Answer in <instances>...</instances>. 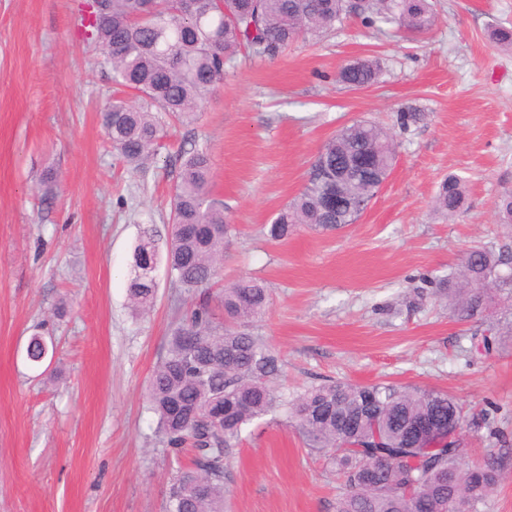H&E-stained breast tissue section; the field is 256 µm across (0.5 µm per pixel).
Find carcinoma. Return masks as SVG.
Masks as SVG:
<instances>
[{
    "instance_id": "carcinoma-1",
    "label": "carcinoma",
    "mask_w": 512,
    "mask_h": 512,
    "mask_svg": "<svg viewBox=\"0 0 512 512\" xmlns=\"http://www.w3.org/2000/svg\"><path fill=\"white\" fill-rule=\"evenodd\" d=\"M79 11L84 40L101 48L113 80L131 95L106 103L101 120L112 149L135 168L157 155L166 123L197 122L200 104L224 79V66L242 52L273 56L347 15L369 27L388 22L418 33L432 25L430 0H369L356 9L346 0H83ZM378 73L376 61L363 59L343 67L338 79L365 87ZM364 155L381 172L392 167L394 151L383 127L359 121L332 137L311 163L302 191L267 228L268 239L285 240L302 227L335 231L350 223L349 205L374 197L371 181L347 183L337 207L323 206L322 199L336 193V170ZM174 168L165 261L172 281L192 293L216 278L230 229L224 210L210 198L208 153L183 149ZM464 198V184L450 177L437 204L452 216ZM158 259L155 235L146 229L135 248L129 285L139 312L154 302L151 273ZM505 264L503 256L484 251L466 255L459 273L461 313L472 315L512 286V277L500 271ZM218 302L224 320L203 304L176 324L149 383V409L163 442L178 451L189 441L195 450L197 470L174 480L167 507L224 512V458L245 425L282 412L307 447L333 450L331 464L346 487L336 512H481L502 479L499 463L490 458L473 466L462 482L468 449L460 442L435 448L424 434L427 427H448L450 420L463 424V404L437 389L385 383L328 382L288 399L269 385L279 370L278 356L242 329L266 313L268 288L243 279L225 286ZM47 352L42 337L31 338V362H42Z\"/></svg>"
}]
</instances>
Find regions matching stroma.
Listing matches in <instances>:
<instances>
[{
    "label": "stroma",
    "mask_w": 512,
    "mask_h": 512,
    "mask_svg": "<svg viewBox=\"0 0 512 512\" xmlns=\"http://www.w3.org/2000/svg\"><path fill=\"white\" fill-rule=\"evenodd\" d=\"M80 2L0 0V512H165L191 454L161 443L150 376L179 317L247 278L271 293L248 329L279 357V394L327 381L448 392L466 408L470 463L508 457L483 512H512V333L492 307L458 316L452 290L465 253L512 252L496 208L512 191V48L489 37L512 28V0H431L423 34L347 18L276 56L236 57L195 129L169 127L142 168L107 143L100 111L122 89L82 37ZM364 58L376 82L341 83ZM356 120L395 145L368 209L338 231L267 240L320 149ZM191 137L232 227L219 277L188 295L157 265L154 306L138 315L133 249L148 226L166 246L169 162ZM452 176L466 198L450 216L435 198ZM35 334L55 344L38 366ZM224 471L230 512H335L341 493L326 454L279 413L244 427Z\"/></svg>",
    "instance_id": "1"
}]
</instances>
